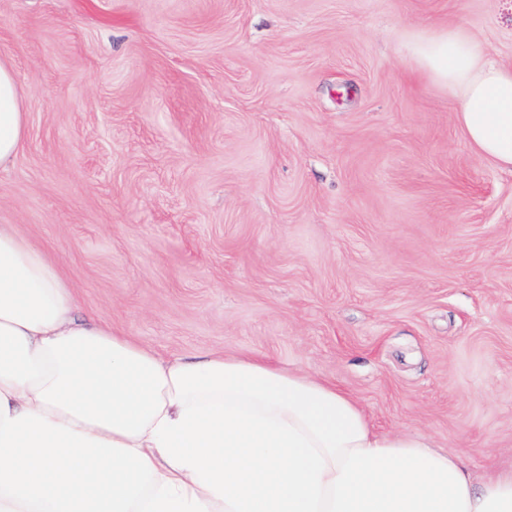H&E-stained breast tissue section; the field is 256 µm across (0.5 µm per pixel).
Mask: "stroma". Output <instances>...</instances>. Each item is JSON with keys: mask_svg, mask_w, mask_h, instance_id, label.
Listing matches in <instances>:
<instances>
[{"mask_svg": "<svg viewBox=\"0 0 512 512\" xmlns=\"http://www.w3.org/2000/svg\"><path fill=\"white\" fill-rule=\"evenodd\" d=\"M458 23L512 64V0H0V224L146 347L268 357L511 469L512 172L406 52ZM27 134V112L10 63L0 59V170L17 158Z\"/></svg>", "mask_w": 512, "mask_h": 512, "instance_id": "35a3bbf8", "label": "stroma"}]
</instances>
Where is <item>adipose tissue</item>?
I'll return each mask as SVG.
<instances>
[{
	"label": "adipose tissue",
	"instance_id": "1",
	"mask_svg": "<svg viewBox=\"0 0 512 512\" xmlns=\"http://www.w3.org/2000/svg\"><path fill=\"white\" fill-rule=\"evenodd\" d=\"M476 155L512 170V65L465 24L410 41ZM27 134L0 59V170ZM0 512H512L425 436L381 432L303 372L165 356L81 313L47 252L0 225Z\"/></svg>",
	"mask_w": 512,
	"mask_h": 512
}]
</instances>
